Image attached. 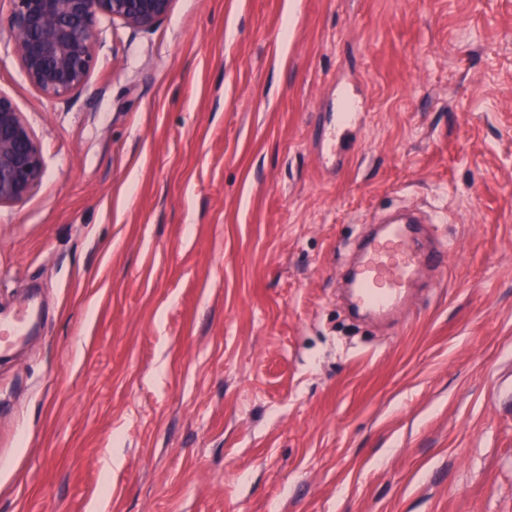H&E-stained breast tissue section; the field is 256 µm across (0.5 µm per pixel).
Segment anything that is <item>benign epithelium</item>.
<instances>
[{
  "label": "benign epithelium",
  "mask_w": 512,
  "mask_h": 512,
  "mask_svg": "<svg viewBox=\"0 0 512 512\" xmlns=\"http://www.w3.org/2000/svg\"><path fill=\"white\" fill-rule=\"evenodd\" d=\"M9 40L31 85L48 98L81 88L94 63L101 18L145 29L174 0H9ZM44 176L40 145L12 98L0 92V206L18 204Z\"/></svg>",
  "instance_id": "benign-epithelium-1"
}]
</instances>
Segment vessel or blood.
Wrapping results in <instances>:
<instances>
[{
    "mask_svg": "<svg viewBox=\"0 0 512 512\" xmlns=\"http://www.w3.org/2000/svg\"><path fill=\"white\" fill-rule=\"evenodd\" d=\"M415 213L390 221L383 236L365 250L352 277L351 299L358 309L370 315H383L396 309L404 299V288L425 265H445L448 252L435 246L422 250L409 232L419 223ZM29 302H20L15 313L0 320V349H6L26 335Z\"/></svg>",
    "mask_w": 512,
    "mask_h": 512,
    "instance_id": "vessel-or-blood-1",
    "label": "vessel or blood"
}]
</instances>
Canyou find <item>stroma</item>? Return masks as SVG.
Returning a JSON list of instances; mask_svg holds the SVG:
<instances>
[{
	"label": "stroma",
	"mask_w": 512,
	"mask_h": 512,
	"mask_svg": "<svg viewBox=\"0 0 512 512\" xmlns=\"http://www.w3.org/2000/svg\"><path fill=\"white\" fill-rule=\"evenodd\" d=\"M58 99L0 32L44 176L0 207V512H512V0H175ZM361 104L335 155L337 89ZM450 241L390 319L366 222ZM30 313V303H19L15 313L7 320H0V351L25 338L26 323Z\"/></svg>",
	"instance_id": "stroma-1"
}]
</instances>
